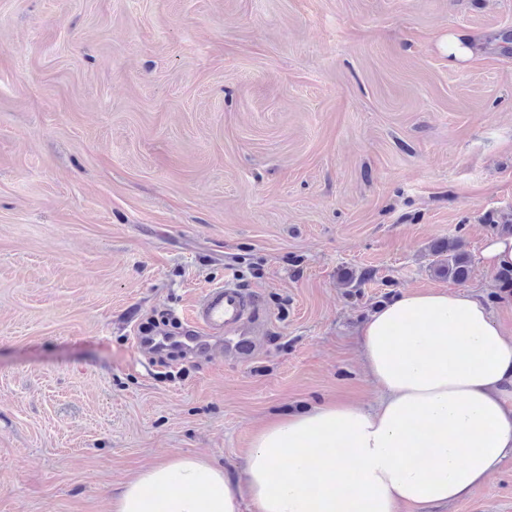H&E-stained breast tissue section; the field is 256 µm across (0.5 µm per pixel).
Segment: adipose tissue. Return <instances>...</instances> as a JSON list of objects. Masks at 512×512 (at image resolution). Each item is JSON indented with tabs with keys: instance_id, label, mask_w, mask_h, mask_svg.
Instances as JSON below:
<instances>
[{
	"instance_id": "1",
	"label": "adipose tissue",
	"mask_w": 512,
	"mask_h": 512,
	"mask_svg": "<svg viewBox=\"0 0 512 512\" xmlns=\"http://www.w3.org/2000/svg\"><path fill=\"white\" fill-rule=\"evenodd\" d=\"M354 345L376 406L336 398L269 419L239 485L199 457L153 464L112 512H429L512 459V336L478 294L402 292Z\"/></svg>"
}]
</instances>
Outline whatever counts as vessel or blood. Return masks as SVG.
<instances>
[{
  "label": "vessel or blood",
  "instance_id": "b4317fda",
  "mask_svg": "<svg viewBox=\"0 0 512 512\" xmlns=\"http://www.w3.org/2000/svg\"><path fill=\"white\" fill-rule=\"evenodd\" d=\"M178 336L157 337L154 347L181 344L192 354L210 353L223 346L225 354L245 361L257 348L266 330L261 296L227 282L209 288L180 320Z\"/></svg>",
  "mask_w": 512,
  "mask_h": 512
}]
</instances>
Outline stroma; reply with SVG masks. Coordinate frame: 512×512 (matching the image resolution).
Listing matches in <instances>:
<instances>
[{"label":"stroma","instance_id":"35a3bbf8","mask_svg":"<svg viewBox=\"0 0 512 512\" xmlns=\"http://www.w3.org/2000/svg\"><path fill=\"white\" fill-rule=\"evenodd\" d=\"M505 33L512 0H0V512H110L176 456L242 482L265 419L376 405L374 307L496 304ZM451 36L478 48L449 61ZM456 237L462 283L431 270ZM227 280L264 298L253 361L136 347ZM436 512H512V460ZM480 263L488 273L512 267V233L488 237L480 254Z\"/></svg>","mask_w":512,"mask_h":512}]
</instances>
